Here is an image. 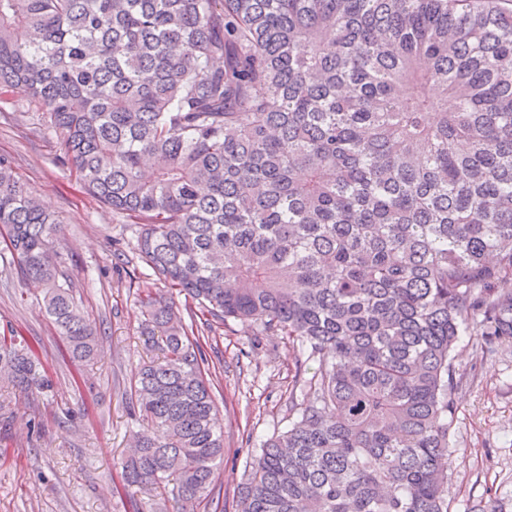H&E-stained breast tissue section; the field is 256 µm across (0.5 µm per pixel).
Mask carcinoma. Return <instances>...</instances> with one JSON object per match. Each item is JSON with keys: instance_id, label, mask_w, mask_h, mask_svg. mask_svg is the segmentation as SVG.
Instances as JSON below:
<instances>
[{"instance_id": "obj_1", "label": "carcinoma", "mask_w": 512, "mask_h": 512, "mask_svg": "<svg viewBox=\"0 0 512 512\" xmlns=\"http://www.w3.org/2000/svg\"><path fill=\"white\" fill-rule=\"evenodd\" d=\"M507 0H0V97L48 113L165 287L317 367L251 457L236 512H450L459 336L512 341ZM0 237L73 360L96 331L59 222L0 156ZM157 358L120 487L201 502L224 428L195 319L140 298ZM49 387L0 336V374Z\"/></svg>"}]
</instances>
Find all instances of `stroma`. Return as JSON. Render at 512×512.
<instances>
[{"mask_svg": "<svg viewBox=\"0 0 512 512\" xmlns=\"http://www.w3.org/2000/svg\"><path fill=\"white\" fill-rule=\"evenodd\" d=\"M0 155L61 220L65 271L100 343L93 362H73L44 314L41 287L0 266V336L24 337L51 382L21 393L0 376V512H134L150 499L175 512L165 494L114 488L113 463L131 453L138 429L129 409L132 374L146 357L138 299L163 284L129 225L82 188L46 113L25 96L0 101ZM203 350L215 370L224 462L195 512H235L253 448L287 429L292 380L311 378L315 364L287 338L234 322ZM455 354L457 373L470 380L450 428L451 512H473L489 486L512 512V343L486 355L464 336Z\"/></svg>", "mask_w": 512, "mask_h": 512, "instance_id": "35a3bbf8", "label": "stroma"}]
</instances>
